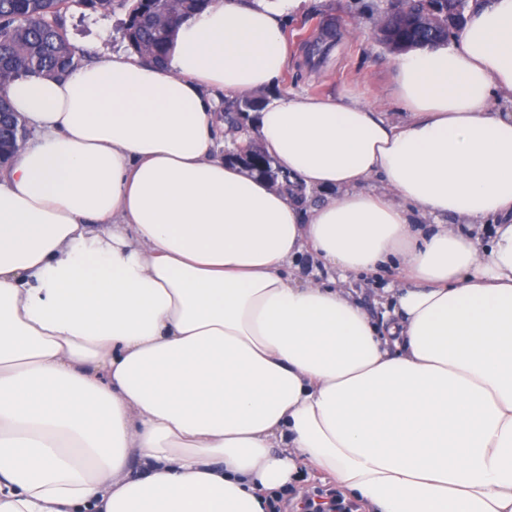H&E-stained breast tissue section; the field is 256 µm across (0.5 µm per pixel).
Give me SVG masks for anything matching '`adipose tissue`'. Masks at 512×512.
I'll list each match as a JSON object with an SVG mask.
<instances>
[{"label":"adipose tissue","mask_w":512,"mask_h":512,"mask_svg":"<svg viewBox=\"0 0 512 512\" xmlns=\"http://www.w3.org/2000/svg\"><path fill=\"white\" fill-rule=\"evenodd\" d=\"M302 2L6 84L0 512H272L303 467L367 512H512V0L398 56L404 120L266 102L305 205L225 162L215 96L273 89ZM388 266L376 323L347 283Z\"/></svg>","instance_id":"1"}]
</instances>
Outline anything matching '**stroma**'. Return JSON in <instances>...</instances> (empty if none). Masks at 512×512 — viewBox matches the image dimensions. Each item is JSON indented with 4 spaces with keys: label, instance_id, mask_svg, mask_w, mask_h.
<instances>
[{
    "label": "stroma",
    "instance_id": "1",
    "mask_svg": "<svg viewBox=\"0 0 512 512\" xmlns=\"http://www.w3.org/2000/svg\"><path fill=\"white\" fill-rule=\"evenodd\" d=\"M385 0H309L286 17L285 35L293 59L273 94L277 97L329 96L351 92L382 104L391 120L402 119L392 96L396 55L374 37L376 17ZM125 9L94 11L72 0L58 22L82 63L111 59L126 52ZM389 267L375 275H358L350 288L373 320H381L386 285L397 280Z\"/></svg>",
    "mask_w": 512,
    "mask_h": 512
}]
</instances>
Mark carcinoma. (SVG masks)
Instances as JSON below:
<instances>
[{
	"instance_id": "cac0c4a2",
	"label": "carcinoma",
	"mask_w": 512,
	"mask_h": 512,
	"mask_svg": "<svg viewBox=\"0 0 512 512\" xmlns=\"http://www.w3.org/2000/svg\"><path fill=\"white\" fill-rule=\"evenodd\" d=\"M60 0H0V148L4 156L15 153L22 143L25 123L12 116L4 93V81L33 73L63 75L79 66L80 55L57 24ZM215 0H121L126 8L127 46L159 66L167 63L179 23L206 10ZM384 31L395 37L394 45L448 39L439 24L419 28L409 14L393 17ZM264 100L236 96L224 102V123L230 130L248 131L250 113Z\"/></svg>"
}]
</instances>
